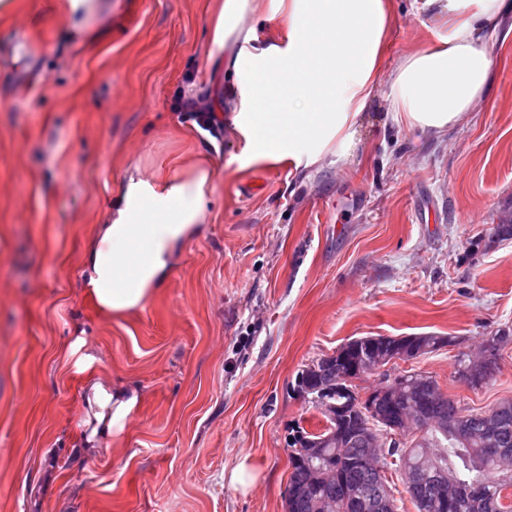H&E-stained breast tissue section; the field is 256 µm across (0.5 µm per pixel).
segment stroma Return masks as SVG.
<instances>
[{"instance_id": "35a3bbf8", "label": "stroma", "mask_w": 512, "mask_h": 512, "mask_svg": "<svg viewBox=\"0 0 512 512\" xmlns=\"http://www.w3.org/2000/svg\"><path fill=\"white\" fill-rule=\"evenodd\" d=\"M210 0H112L74 40L49 0L0 12V512H284L295 425L322 416L296 390L362 336L453 345L395 371L432 376L463 411L512 400V343L480 387L458 353L512 330V43L492 42V87L438 137L385 126L380 83L357 142L309 180L239 168L229 131H197L187 91L224 99ZM394 0L391 59L445 34ZM210 154L213 206L168 285L106 319L80 257L127 168ZM137 392L112 445L77 454L82 383L72 345ZM250 457L258 480L231 486Z\"/></svg>"}]
</instances>
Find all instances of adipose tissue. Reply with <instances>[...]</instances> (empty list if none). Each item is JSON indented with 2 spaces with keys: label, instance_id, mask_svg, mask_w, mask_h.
Segmentation results:
<instances>
[{
  "label": "adipose tissue",
  "instance_id": "1",
  "mask_svg": "<svg viewBox=\"0 0 512 512\" xmlns=\"http://www.w3.org/2000/svg\"><path fill=\"white\" fill-rule=\"evenodd\" d=\"M448 27L388 67L392 0H214L209 38L231 80L230 130L241 167L324 165L355 145L381 78L386 120L440 135L465 122L488 91L505 0H423ZM215 171L207 155L171 170L127 169L81 255L87 297L106 318L142 309L165 288L188 240L209 215ZM84 374L83 451L107 447L138 404L136 393Z\"/></svg>",
  "mask_w": 512,
  "mask_h": 512
}]
</instances>
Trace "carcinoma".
Masks as SVG:
<instances>
[{
  "mask_svg": "<svg viewBox=\"0 0 512 512\" xmlns=\"http://www.w3.org/2000/svg\"><path fill=\"white\" fill-rule=\"evenodd\" d=\"M512 341V333L499 329L488 337L485 347L492 360L500 348ZM449 337L433 334L411 336H363L361 343L340 347V351L324 356L306 366L298 375L296 387L303 395L317 389L331 404L345 405L346 383L340 372L373 346L395 355L420 358L444 346ZM399 392H388L379 398V411L402 428H409L414 414L428 397L437 398L436 411L456 417L459 427L441 433L429 428L426 436L409 446L401 443L387 452L375 453L367 438L357 434L365 423L362 412L346 408L335 421L321 405L326 426L321 432H310L297 426L290 439L291 474L285 496V512H359L350 506L344 489L360 494L368 504L383 500L397 503L389 489L385 467L392 465L405 480V492L416 512H512V503L504 490L512 489V402L503 401L491 408L497 415L493 431L486 430L485 412L465 414L458 402L437 392L439 384L430 379L435 392L419 383L422 376L404 372ZM477 487L481 498L470 501L455 496L449 484ZM444 485L446 499L433 496L431 488Z\"/></svg>",
  "mask_w": 512,
  "mask_h": 512,
  "instance_id": "1",
  "label": "carcinoma"
}]
</instances>
